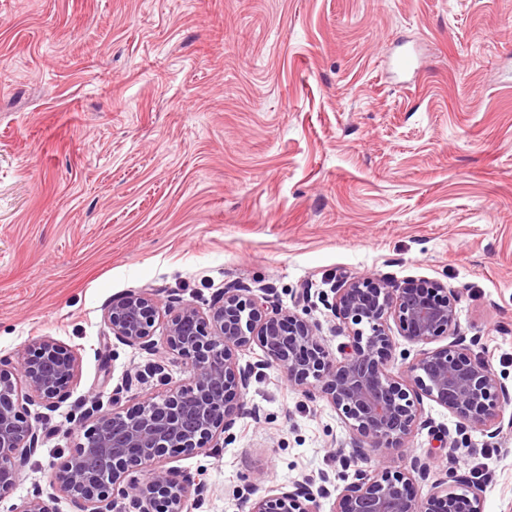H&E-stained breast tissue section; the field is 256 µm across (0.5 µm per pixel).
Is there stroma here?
Returning a JSON list of instances; mask_svg holds the SVG:
<instances>
[{"mask_svg": "<svg viewBox=\"0 0 512 512\" xmlns=\"http://www.w3.org/2000/svg\"><path fill=\"white\" fill-rule=\"evenodd\" d=\"M407 47L419 68L395 75ZM363 276L458 290L459 336L512 391V0H0V357L49 336L79 364L53 410L28 405L38 450L0 512L36 485L79 512L48 478L85 414L188 382L176 355L113 339V299L205 313L241 288L334 352L333 290ZM237 404L231 442L170 461L209 483L199 512L340 485L354 438L324 398L273 366ZM422 418L372 463L438 475L451 442L483 512H512V401L495 437L428 399Z\"/></svg>", "mask_w": 512, "mask_h": 512, "instance_id": "1", "label": "stroma"}]
</instances>
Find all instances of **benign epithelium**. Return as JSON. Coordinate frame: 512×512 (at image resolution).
<instances>
[{"mask_svg":"<svg viewBox=\"0 0 512 512\" xmlns=\"http://www.w3.org/2000/svg\"><path fill=\"white\" fill-rule=\"evenodd\" d=\"M458 292L434 281L407 280L399 285L373 277L355 278L335 289L331 304L349 342L339 355L318 336V325L297 312L271 309L265 298L226 288L208 313L181 300L163 304L153 293L130 291L113 300L105 324L118 342L154 352L160 320L166 321V351L189 363L188 384L150 397L132 409L119 406L122 389L112 391V410L83 426L73 453L57 466L51 483L73 500L80 512H111V500H123L120 512H190L209 487L200 477L165 467L179 454H203L215 441L233 439L235 408L231 398L248 389L252 369L232 362L233 348L258 341L265 360L288 372L296 386L315 384L358 439L336 452L347 483L336 496V512H483L472 478L448 468L430 480L427 464L405 448L415 429L424 426L420 406L427 398L454 414L463 428L500 432L499 418L509 399L507 387L470 343L457 335ZM411 344L448 343L423 349L402 373L388 366L395 342L389 321ZM78 369L75 355L44 336L17 357H0V493L11 488L28 456L35 453L39 430L24 417L38 399L51 410L67 392ZM20 371L28 389L13 380ZM400 449L409 456L402 470L360 466L369 451ZM137 472L144 473L136 478ZM431 481L428 497L415 485ZM20 512H49L43 491L34 487ZM249 512H317L305 483L269 488Z\"/></svg>","mask_w":512,"mask_h":512,"instance_id":"obj_1","label":"benign epithelium"}]
</instances>
